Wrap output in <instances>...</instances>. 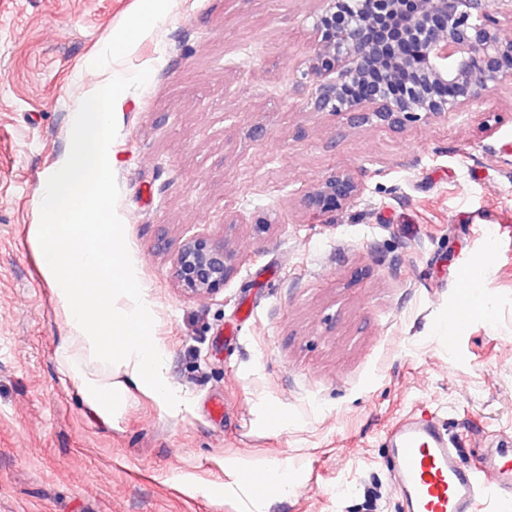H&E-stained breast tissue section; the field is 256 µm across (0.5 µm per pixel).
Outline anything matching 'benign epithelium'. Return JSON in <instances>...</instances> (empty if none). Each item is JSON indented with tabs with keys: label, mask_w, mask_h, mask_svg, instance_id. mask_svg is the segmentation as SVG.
<instances>
[{
	"label": "benign epithelium",
	"mask_w": 512,
	"mask_h": 512,
	"mask_svg": "<svg viewBox=\"0 0 512 512\" xmlns=\"http://www.w3.org/2000/svg\"><path fill=\"white\" fill-rule=\"evenodd\" d=\"M318 40L306 59L313 81L310 104L347 116L360 127L402 129L462 112L486 94L512 86V36L487 10L486 0H321ZM360 186L333 173L304 195L319 218L350 204ZM237 268L230 240L193 235L173 267L178 286L211 296Z\"/></svg>",
	"instance_id": "benign-epithelium-1"
}]
</instances>
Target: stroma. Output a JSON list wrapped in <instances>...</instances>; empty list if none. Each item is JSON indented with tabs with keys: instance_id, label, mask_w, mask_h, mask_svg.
Masks as SVG:
<instances>
[{
	"instance_id": "35a3bbf8",
	"label": "stroma",
	"mask_w": 512,
	"mask_h": 512,
	"mask_svg": "<svg viewBox=\"0 0 512 512\" xmlns=\"http://www.w3.org/2000/svg\"><path fill=\"white\" fill-rule=\"evenodd\" d=\"M321 8L158 0L127 39L141 0H0V512H404L393 423L433 415L465 467L512 438V90L402 129L350 127L309 101ZM142 68L108 157L182 403L134 388L108 416L58 362L66 315L30 228L81 102ZM335 172L360 196L311 218L305 191ZM196 234L238 255L203 298L172 275ZM462 272L488 309L450 328ZM243 468L291 488L258 496Z\"/></svg>"
}]
</instances>
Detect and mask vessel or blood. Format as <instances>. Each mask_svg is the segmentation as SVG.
Listing matches in <instances>:
<instances>
[{
  "instance_id": "vessel-or-blood-1",
  "label": "vessel or blood",
  "mask_w": 512,
  "mask_h": 512,
  "mask_svg": "<svg viewBox=\"0 0 512 512\" xmlns=\"http://www.w3.org/2000/svg\"><path fill=\"white\" fill-rule=\"evenodd\" d=\"M398 490L407 512H473L486 492L512 502V448L483 455L471 468L458 465L447 435L433 416H411L386 433Z\"/></svg>"
}]
</instances>
